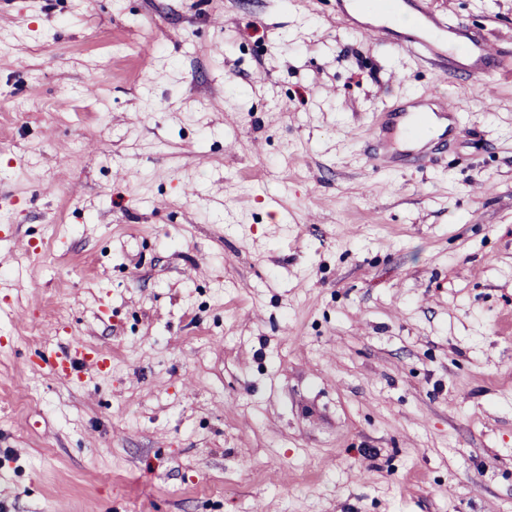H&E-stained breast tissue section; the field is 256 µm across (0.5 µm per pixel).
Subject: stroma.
<instances>
[{
	"label": "stroma",
	"mask_w": 512,
	"mask_h": 512,
	"mask_svg": "<svg viewBox=\"0 0 512 512\" xmlns=\"http://www.w3.org/2000/svg\"><path fill=\"white\" fill-rule=\"evenodd\" d=\"M430 2L512 58V0ZM371 20L0 0V512H512V75ZM437 97L431 163L367 162ZM45 360L47 369L56 375L67 376L73 371L74 364L80 362L88 368L93 367L99 359V353L95 350H86L78 345L74 348L50 352Z\"/></svg>",
	"instance_id": "obj_1"
}]
</instances>
